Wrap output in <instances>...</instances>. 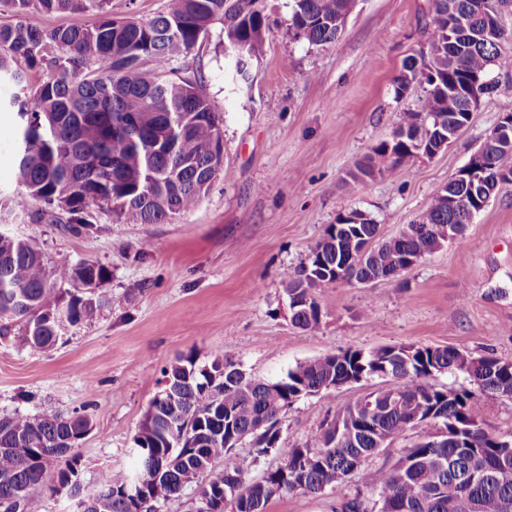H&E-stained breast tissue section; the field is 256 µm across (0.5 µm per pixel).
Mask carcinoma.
<instances>
[{
	"label": "carcinoma",
	"mask_w": 512,
	"mask_h": 512,
	"mask_svg": "<svg viewBox=\"0 0 512 512\" xmlns=\"http://www.w3.org/2000/svg\"><path fill=\"white\" fill-rule=\"evenodd\" d=\"M169 0L147 21L116 19L111 0H0L15 21L0 25V82L22 91L15 109L13 162L21 189L10 199L16 210L41 201L54 224L90 223L95 205L119 222L163 224L193 210L219 170L212 148L223 149L221 119L187 60L204 46L212 27L224 26L227 43L245 44L239 74L249 75L260 54L269 15L258 0ZM485 0H432L427 39L406 57L394 79L402 100L426 82L431 90L416 109L399 114L393 151L382 141L350 174L354 184L439 148L467 125L476 96L497 89L494 70L511 72L512 0H497L499 18L482 9ZM355 0H292L294 35L311 45L334 42L336 21ZM89 13L88 25L42 29L25 17ZM139 117V125L127 119ZM484 181L448 179L419 218L399 235L383 239L371 217L362 224H330L306 262L281 273L292 323L317 331L326 315L312 290L332 284L368 285L461 241L472 215L490 200L489 190L512 184V126L497 125L479 147ZM108 276L100 264L60 262L47 267L29 242L0 231V335L24 321V340L48 350L60 342L59 316L76 327L93 320L114 297L98 292ZM70 284L85 291L62 288ZM387 374L389 384L369 394L376 412L366 417L360 402L348 404L306 444L257 480L245 472L233 449L250 438L272 445L280 418L300 398L331 384ZM464 374L476 389L439 388L436 375ZM218 355L199 366L188 355L164 370L167 386L151 401L134 438V464L99 470L95 488L73 495L78 512H154L189 484L199 489L198 512H214L215 489L224 476L237 482L232 512H265L281 493L318 494L342 488L356 460L379 453L412 430L416 410L424 420L418 438L396 463L367 473L366 487L378 512H512V440L480 425L481 395L512 399V363L473 357L453 347L387 346L326 354L271 383L248 376ZM91 429L84 415L65 417L47 404L35 414L0 419V512H31L34 493L54 458L56 482L78 479L71 451Z\"/></svg>",
	"instance_id": "obj_1"
}]
</instances>
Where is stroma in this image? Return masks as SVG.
Listing matches in <instances>:
<instances>
[{"label":"stroma","mask_w":512,"mask_h":512,"mask_svg":"<svg viewBox=\"0 0 512 512\" xmlns=\"http://www.w3.org/2000/svg\"><path fill=\"white\" fill-rule=\"evenodd\" d=\"M431 4L357 0L340 37L314 46L294 38L290 0H262L270 24L243 85L227 75L223 27L214 25L188 63L223 117L224 160L199 205L165 224H124L94 207L90 224L75 234L37 220L39 201L11 210L15 115L0 110V225L29 241L47 265H103L108 277L99 290L117 298L48 351L27 344L21 322H13L0 336V417L33 414L47 402L89 416L93 428L75 449L89 485L99 469L131 466L129 450L163 369L187 355L201 366L221 355L271 382L350 348L450 346L512 362V184L475 216L461 242L398 279L316 289L327 311L316 332L292 325L280 284L283 269L306 261L339 213L363 211L384 237L398 235L512 113V72H502L499 89L482 98L447 149L346 186L349 172L390 137L403 106L418 102L414 95L397 102L394 78L424 42ZM378 385L372 379L295 402L275 448H236L246 476L277 466ZM365 471L341 488L273 497L266 512H336L345 497L370 499Z\"/></svg>","instance_id":"35a3bbf8"}]
</instances>
